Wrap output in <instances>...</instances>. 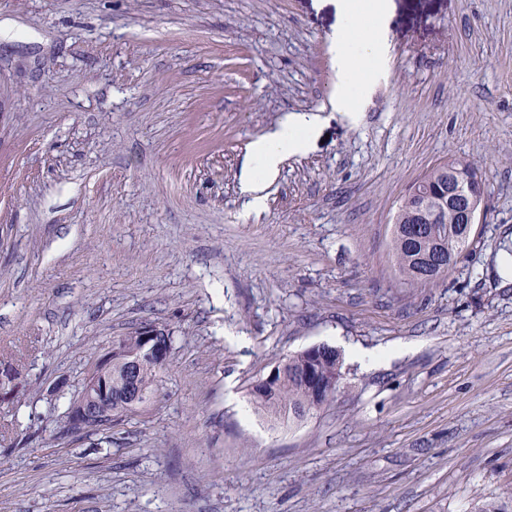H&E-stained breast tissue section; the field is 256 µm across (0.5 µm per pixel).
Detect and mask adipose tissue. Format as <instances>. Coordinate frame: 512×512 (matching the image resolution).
Segmentation results:
<instances>
[{"label": "adipose tissue", "instance_id": "adipose-tissue-1", "mask_svg": "<svg viewBox=\"0 0 512 512\" xmlns=\"http://www.w3.org/2000/svg\"><path fill=\"white\" fill-rule=\"evenodd\" d=\"M340 24L336 29V70L339 91L334 106L356 112L357 101L387 65L390 45L386 37L388 0H336ZM320 126L314 112H291L277 128L253 143L249 164L241 175V190L252 209L264 207V190L284 157L307 150Z\"/></svg>", "mask_w": 512, "mask_h": 512}]
</instances>
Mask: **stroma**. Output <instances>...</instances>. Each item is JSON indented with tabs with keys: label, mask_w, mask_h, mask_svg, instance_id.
<instances>
[{
	"label": "stroma",
	"mask_w": 512,
	"mask_h": 512,
	"mask_svg": "<svg viewBox=\"0 0 512 512\" xmlns=\"http://www.w3.org/2000/svg\"><path fill=\"white\" fill-rule=\"evenodd\" d=\"M351 121L333 0H0V512H512V0H390ZM323 122L261 213L240 178L285 113ZM451 157L484 218L436 283L392 266L407 190ZM171 337L158 389L67 430L113 340ZM344 354L299 424L283 356ZM392 350L366 369L350 348ZM301 352L282 358L280 363L288 360V366L264 392L251 389L255 409L273 424L286 418L289 423L291 412H296L311 400L310 388L304 383L302 375L313 360L308 355H301Z\"/></svg>",
	"instance_id": "obj_1"
}]
</instances>
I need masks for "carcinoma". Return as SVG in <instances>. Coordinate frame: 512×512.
<instances>
[{
  "label": "carcinoma",
  "instance_id": "obj_1",
  "mask_svg": "<svg viewBox=\"0 0 512 512\" xmlns=\"http://www.w3.org/2000/svg\"><path fill=\"white\" fill-rule=\"evenodd\" d=\"M450 167L461 169V174L465 176H473L479 172L475 164L469 160L451 159L430 170L426 174L427 182L411 189L397 209L392 232V250L399 275L407 284L420 283V273L424 272L426 267L424 258L428 254L440 248L450 256L462 249L461 239L455 231L453 216L450 214L432 226L431 237L417 244H411L406 239L405 226L412 222L413 213L424 206L432 210L440 206L439 187L447 181ZM286 360H288V366L285 371L277 375L265 391H251L257 412L273 423L286 418L292 419L291 412L298 410L311 400L310 388L303 381V372L308 364L314 361L299 352L286 356ZM314 363L321 378L325 379L328 385L336 376V367L343 366L342 357L338 352L330 359L325 358ZM160 371L161 368L149 354L141 353L137 383L148 398L156 390ZM123 381L122 369L118 366L112 367V418L114 419L128 412L117 395V388L123 385Z\"/></svg>",
  "mask_w": 512,
  "mask_h": 512
}]
</instances>
